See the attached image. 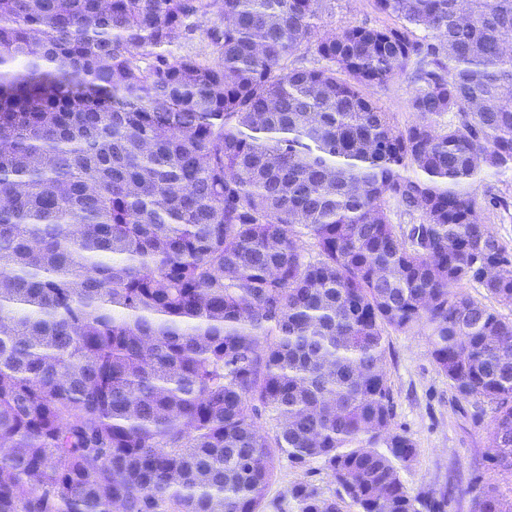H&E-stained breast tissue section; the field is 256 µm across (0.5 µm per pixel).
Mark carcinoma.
Instances as JSON below:
<instances>
[{"instance_id": "obj_1", "label": "carcinoma", "mask_w": 512, "mask_h": 512, "mask_svg": "<svg viewBox=\"0 0 512 512\" xmlns=\"http://www.w3.org/2000/svg\"><path fill=\"white\" fill-rule=\"evenodd\" d=\"M374 2L400 23L0 0V512H265L283 459L340 488L297 512H444L402 480L384 371L421 326L512 475V320L458 291L512 306L471 192L512 169V0ZM198 31L212 58L173 53ZM410 67L400 129L366 89Z\"/></svg>"}]
</instances>
